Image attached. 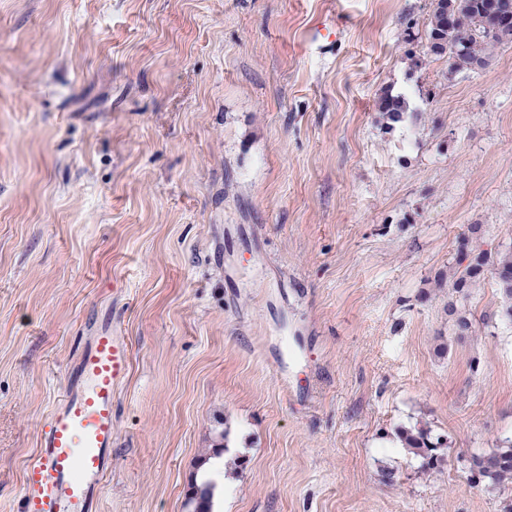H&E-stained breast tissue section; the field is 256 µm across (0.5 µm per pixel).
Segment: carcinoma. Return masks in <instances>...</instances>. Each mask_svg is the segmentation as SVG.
I'll return each mask as SVG.
<instances>
[{"instance_id": "1", "label": "carcinoma", "mask_w": 512, "mask_h": 512, "mask_svg": "<svg viewBox=\"0 0 512 512\" xmlns=\"http://www.w3.org/2000/svg\"><path fill=\"white\" fill-rule=\"evenodd\" d=\"M512 44V0H434L430 21L429 50L446 56L457 69L479 70L488 63L490 51L498 45ZM377 111L388 126L404 119L408 112L406 99L385 93L377 101ZM470 236L456 254L457 269L453 272L452 288L461 301L470 297V289L482 279L495 280L503 301L501 318L512 322V249L484 250L473 242L480 226L469 228ZM455 315L454 333L463 339L472 332L470 312L452 306ZM397 435L405 448L419 458L426 471L440 469L445 458L441 448L446 441L424 427L400 428ZM470 480L487 490L512 483V439L504 441L488 454L473 458ZM214 484L210 481L194 488L192 500L195 512H211Z\"/></svg>"}]
</instances>
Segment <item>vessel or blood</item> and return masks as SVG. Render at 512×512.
Segmentation results:
<instances>
[{
	"mask_svg": "<svg viewBox=\"0 0 512 512\" xmlns=\"http://www.w3.org/2000/svg\"><path fill=\"white\" fill-rule=\"evenodd\" d=\"M131 373V347L119 323L85 343L76 380L53 408L23 481V512H93L112 467L114 396Z\"/></svg>",
	"mask_w": 512,
	"mask_h": 512,
	"instance_id": "1",
	"label": "vessel or blood"
}]
</instances>
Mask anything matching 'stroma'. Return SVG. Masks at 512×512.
Segmentation results:
<instances>
[{
	"mask_svg": "<svg viewBox=\"0 0 512 512\" xmlns=\"http://www.w3.org/2000/svg\"><path fill=\"white\" fill-rule=\"evenodd\" d=\"M433 0H0V512L86 336L132 349L96 512H512L492 282L451 333L470 225L512 245V44L478 72ZM406 94L416 117L376 110ZM444 436L427 473L395 432ZM376 106L388 127L401 122L408 112L406 99L401 95H393L388 92L378 99ZM469 472L470 480L487 490L512 483V439L505 440L484 456L473 458Z\"/></svg>",
	"mask_w": 512,
	"mask_h": 512,
	"instance_id": "obj_1",
	"label": "stroma"
}]
</instances>
